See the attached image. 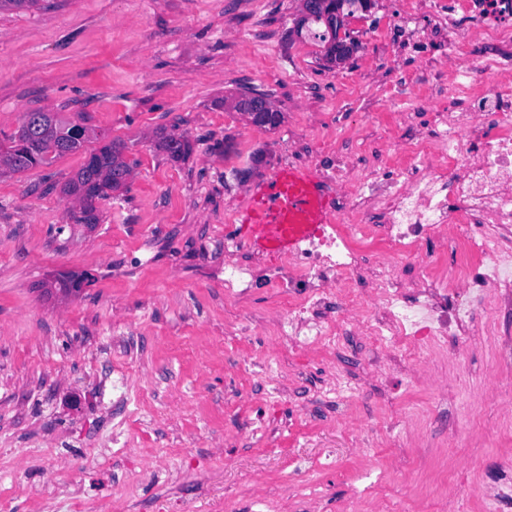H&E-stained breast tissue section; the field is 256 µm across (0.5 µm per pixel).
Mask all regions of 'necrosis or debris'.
<instances>
[{"label":"necrosis or debris","mask_w":512,"mask_h":512,"mask_svg":"<svg viewBox=\"0 0 512 512\" xmlns=\"http://www.w3.org/2000/svg\"><path fill=\"white\" fill-rule=\"evenodd\" d=\"M413 8L455 31L444 62L448 94L431 103L427 124L401 112L414 136L378 167L315 152L312 169L342 189L344 206L287 255L268 260L225 225L224 301L239 304L258 288L279 294L268 318L241 325V336H279L308 353H332L344 337H359L370 353L360 372L330 368L322 387L339 405L398 371L444 391L446 371H463L471 337H490L491 381L511 420L512 340L497 314L512 310V59L501 52L512 44V0H415ZM459 10L467 26H457ZM359 236L384 243L387 257L366 267ZM407 262L417 268L410 280L402 276ZM407 423L392 416L372 437L364 421L336 417L362 453Z\"/></svg>","instance_id":"1"}]
</instances>
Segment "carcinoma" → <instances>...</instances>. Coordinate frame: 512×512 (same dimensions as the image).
<instances>
[{
    "mask_svg": "<svg viewBox=\"0 0 512 512\" xmlns=\"http://www.w3.org/2000/svg\"><path fill=\"white\" fill-rule=\"evenodd\" d=\"M363 2L303 0L302 14L295 22L296 31H306L318 40L328 63H339L356 50V45L336 39V12L343 11L346 5L353 7ZM258 100L269 102L265 93H242L232 100L231 108L248 112ZM92 139L103 144L88 154V160L64 183L62 192L78 203L79 211L73 214L76 223L97 224V203L111 192L126 190L131 177V166L124 157L126 145L120 139L108 140L104 134L67 120L57 112H26L17 130L0 138V176L50 165L59 157L82 150ZM158 146L173 160L190 150L189 142L175 134L160 137Z\"/></svg>",
    "mask_w": 512,
    "mask_h": 512,
    "instance_id": "cac0c4a2",
    "label": "carcinoma"
}]
</instances>
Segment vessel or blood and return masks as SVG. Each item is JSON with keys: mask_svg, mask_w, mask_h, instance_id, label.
<instances>
[{"mask_svg": "<svg viewBox=\"0 0 512 512\" xmlns=\"http://www.w3.org/2000/svg\"><path fill=\"white\" fill-rule=\"evenodd\" d=\"M250 203L237 219L249 246L258 252L284 255L297 241L331 223L330 193L312 169L292 165L254 181Z\"/></svg>", "mask_w": 512, "mask_h": 512, "instance_id": "vessel-or-blood-1", "label": "vessel or blood"}]
</instances>
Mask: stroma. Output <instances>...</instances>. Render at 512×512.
<instances>
[{
    "instance_id": "obj_1",
    "label": "stroma",
    "mask_w": 512,
    "mask_h": 512,
    "mask_svg": "<svg viewBox=\"0 0 512 512\" xmlns=\"http://www.w3.org/2000/svg\"><path fill=\"white\" fill-rule=\"evenodd\" d=\"M409 7L373 0L348 18L358 48L336 65L297 34L301 0H41L0 11V129L60 112L121 139L133 165L128 189L100 202L91 228L72 220L77 205L61 188L95 142L0 177V494L12 512H40V496L70 485L95 512H157L161 500L183 512H267L271 501L282 512H345L373 480L397 499L446 492L464 512H487L479 478L512 458V427L482 390L480 341L469 342L470 375L449 380L446 400L397 380L368 383L349 403L375 423L395 411L411 419L399 445L420 469L403 488L386 453L363 456L333 429L336 408L317 394L329 366L355 370L357 337L332 354H285L306 379L273 403L276 371L258 364L267 337L232 330L265 319L269 291L234 307L217 280L225 213L247 207L279 154L305 163L325 137L336 155L373 167L408 138L394 125L399 110L427 122L448 37L415 16L422 41L408 40L395 18ZM250 89L281 111L278 127L224 106ZM163 131L191 152H160ZM68 272L87 279L65 296L53 281ZM116 374L130 383L121 400ZM462 428L475 433L479 466L450 487L441 477L457 466ZM126 443L164 463L156 480L129 467ZM259 474L264 500L252 490Z\"/></svg>"
}]
</instances>
